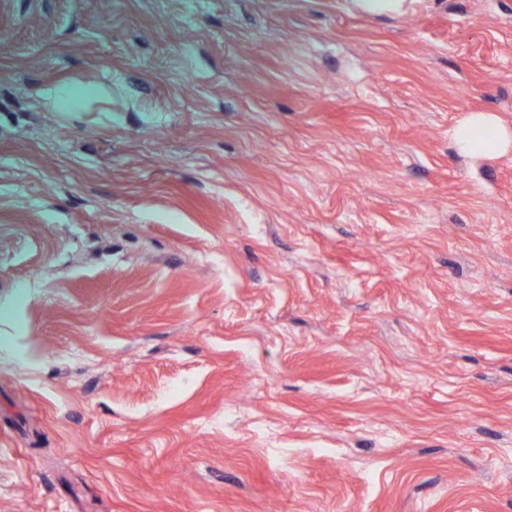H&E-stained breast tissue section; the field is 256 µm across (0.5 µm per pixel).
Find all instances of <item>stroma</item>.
Wrapping results in <instances>:
<instances>
[{"instance_id": "35a3bbf8", "label": "stroma", "mask_w": 512, "mask_h": 512, "mask_svg": "<svg viewBox=\"0 0 512 512\" xmlns=\"http://www.w3.org/2000/svg\"><path fill=\"white\" fill-rule=\"evenodd\" d=\"M512 0H0V512H512ZM355 7L370 15L402 14L412 0H352ZM451 136L457 151L465 156L500 154L512 146V128L491 112L467 114Z\"/></svg>"}]
</instances>
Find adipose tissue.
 <instances>
[{
	"label": "adipose tissue",
	"instance_id": "1",
	"mask_svg": "<svg viewBox=\"0 0 512 512\" xmlns=\"http://www.w3.org/2000/svg\"><path fill=\"white\" fill-rule=\"evenodd\" d=\"M452 140L463 155H495L512 148V128L493 113L472 112L453 128Z\"/></svg>",
	"mask_w": 512,
	"mask_h": 512
}]
</instances>
